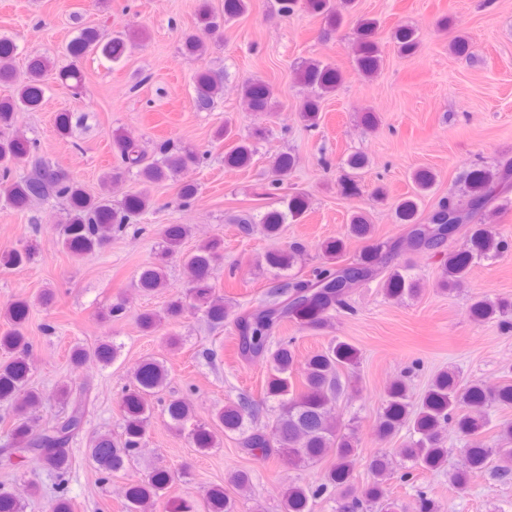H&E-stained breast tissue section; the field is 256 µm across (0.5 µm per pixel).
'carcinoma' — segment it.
Here are the masks:
<instances>
[{
  "instance_id": "cac0c4a2",
  "label": "carcinoma",
  "mask_w": 512,
  "mask_h": 512,
  "mask_svg": "<svg viewBox=\"0 0 512 512\" xmlns=\"http://www.w3.org/2000/svg\"><path fill=\"white\" fill-rule=\"evenodd\" d=\"M349 11L354 0H276L277 15L287 18L298 8L322 16L327 30L336 31L343 23V14L337 4ZM249 0H224L223 13L216 14L209 0H199L197 27L216 32L224 24L243 16ZM380 22L376 18L361 17L355 26L354 66L357 73L370 78L378 72L382 55L378 42ZM398 54L404 59L417 55L419 41L416 32L404 25L392 32ZM144 32L123 30L112 34L97 28H85L66 46L69 56L79 59L88 55L101 56L113 63L119 62L128 49L143 45ZM183 54L201 56L208 45L196 33L184 34ZM17 46L8 38H0V83L17 84L16 93L0 99V198L13 208L25 209L34 203L50 199L65 205V217L59 233L62 243L76 254H91L103 249L112 239V232L121 230L131 219L146 212L151 199L145 193L133 194L121 201L102 192L88 194L81 185L59 168L47 163L36 152L35 142L12 133L15 112L21 107L38 105L44 98V80L56 69L51 58L35 54L28 59L27 76L17 82L14 57ZM58 70V69H56ZM58 77L69 84L72 95L82 94V76L75 69L58 70ZM299 82L313 90L300 108L301 120L309 128L319 125L322 99L334 92L342 82L341 72L317 60L302 63L297 71ZM195 107L199 111L212 109L215 99L224 94V76L211 70H202L195 76ZM242 97L254 112H272L275 108L273 92L268 83L258 77L245 79L240 85ZM265 130L257 128L251 137L244 138L225 154L224 161L231 167H245L254 155V141L262 138ZM113 141L127 170L147 183L162 182L181 170L198 165L203 155L187 148L174 155L168 147L160 145L161 157L148 159L140 146L122 134H114ZM27 165L30 171L16 175L17 168ZM350 169L346 174L342 192L350 195L359 191L357 175L368 167V159L362 153L350 155L345 162ZM295 166L294 156L284 153L275 164L276 178L269 189H283L284 181ZM466 202L456 203L445 198L429 216L433 230L417 228V199L429 192L435 184V175L429 170H418L412 180L415 194L404 198L395 207L396 219L401 224L418 229L420 243L430 250H439L454 240L445 236L455 224L469 226L465 247L450 250L442 265L437 285L443 291H454L466 282L471 266L476 261L493 260L512 247L509 242L485 225H479L477 216L508 190L512 189V165L496 168L473 167L462 176ZM280 203L285 209L271 208L260 218L243 215L235 219L242 233L248 235L253 224L259 223L270 237H279L288 218H298L307 209L306 198L301 194L285 195ZM373 232L372 225L361 211L350 218L347 237L367 239ZM189 228L183 224L168 226L163 233L161 250L155 262L144 267L138 277V287L145 293L168 287L167 260L181 253V246ZM384 247L375 243L357 260L346 263L341 260L345 248L342 238L328 239L320 244L325 265L304 275L296 272L280 282L252 310L237 317L239 351L242 357H263L270 363V375L266 385V399L276 404L271 425L266 430L245 434L244 444L251 452H260L266 458L276 453L288 459V466L313 468L319 465L326 449H335L336 461L320 473L316 484L291 483L280 501V512H311L313 499L323 495L328 488L344 486L349 490L338 512H397V503L390 496L388 481L393 475V460L385 450L378 452L369 462L371 482L359 494L351 491L358 444L353 432L344 431L331 424L329 413L340 396L343 385L341 372L356 364L357 350L345 341L333 340L322 351L311 355L305 362L300 381L293 379L295 364L294 338L271 341L273 330L289 319H306L310 325H329L328 313L346 306V298L352 288L365 283L378 274L376 257ZM224 252V241L213 238L196 251L184 255V264L192 273L189 298L173 297L164 314L143 312L138 320L142 330L153 332L164 320H177L188 309L204 314L214 325L224 324L229 309L224 300L214 297V287L209 284L213 262ZM305 246L297 241L265 254L267 267L276 273L292 270L301 257ZM34 256L31 246L23 245L10 250L4 256V265L19 268L29 264ZM387 298L399 300L418 295V280L399 268L391 269L384 280ZM30 304L16 299L0 310V315L10 324V330L0 336V349L10 354L0 364V401L11 403L14 418L11 442L0 448V467L15 466V459L26 458L54 471L60 481H65L70 466L69 445L84 429L86 408L90 401V388L65 387L61 391L63 404L68 407L65 416L45 426L38 435L30 436L32 409L42 403L41 393L30 385L27 357L30 342L25 336L24 325ZM469 312L477 323L492 320L505 327H512V297L496 300L475 297ZM120 346L113 342L99 344L93 351L83 347L74 349L72 359L81 364L93 357L104 365L112 364L118 357ZM169 371L165 361L150 359L134 372L127 392L121 400L123 426L119 438L104 433L93 436L89 457L102 481H109L127 470L140 455L146 426L152 415L153 402L162 400L167 389ZM496 406L501 410L512 409V383L507 381L496 390H488L477 380L465 381L455 370L436 373L427 388L418 396L410 394L406 382L396 379L386 390L375 427L376 436L387 441L401 430H407L413 440L409 447L401 449L405 454L406 478L416 470L434 471L444 465L448 449L441 436L451 428L463 440L468 441L489 430L497 431L495 446H470L465 449L467 463L450 476L457 488L464 487L471 472L491 470L506 474L512 470V420L493 422L485 416L484 409ZM253 407L247 398L228 403L219 408L208 425L197 424L191 407L180 400H170L165 411L170 423L188 432L194 447L208 450L217 445V433L244 434V417ZM172 482V474L161 467H153L138 483L131 485L126 495V512H143L145 503L161 497V492ZM201 512H238L236 499L224 493L221 487L208 490ZM0 512H24V503L14 494L0 488Z\"/></svg>"
}]
</instances>
